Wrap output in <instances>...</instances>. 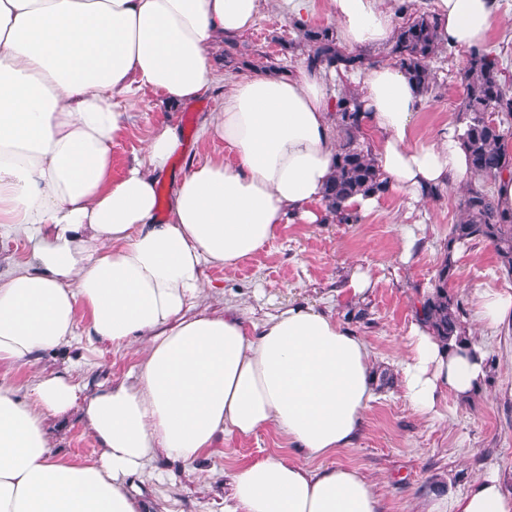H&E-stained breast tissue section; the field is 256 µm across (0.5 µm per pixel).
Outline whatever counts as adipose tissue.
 Wrapping results in <instances>:
<instances>
[{"instance_id":"ef3b65f1","label":"adipose tissue","mask_w":512,"mask_h":512,"mask_svg":"<svg viewBox=\"0 0 512 512\" xmlns=\"http://www.w3.org/2000/svg\"><path fill=\"white\" fill-rule=\"evenodd\" d=\"M438 43L483 45L498 0H431ZM261 0H0V225L23 230L27 259L0 278V363L33 364L78 334L139 346L132 379L85 393L64 374L37 376L26 396L0 381V512H148L130 477L160 456L193 462L217 438L274 428L300 460L272 454L232 475L224 512H382L354 467H309L350 447L375 398L364 340L334 317L291 305L256 323L235 306L187 314L209 287L203 271H234L283 224H322L339 151L332 87L360 86L388 189L424 204L469 176L460 131L414 140L424 104L405 70L378 63L331 76L301 68L227 85L200 139L227 154L173 172L177 125L160 124L120 180L112 145L126 104L151 89L186 104L215 83L209 53L256 21ZM348 49L381 47L391 0H324ZM168 181L166 203L157 188ZM479 323L512 326V290L476 291ZM402 396L435 415L443 395L470 400L488 375L477 342L442 345L424 324L398 358ZM81 409L94 460H57L47 418ZM422 512H512L494 475Z\"/></svg>"}]
</instances>
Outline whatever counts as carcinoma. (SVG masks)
Masks as SVG:
<instances>
[{
    "label": "carcinoma",
    "mask_w": 512,
    "mask_h": 512,
    "mask_svg": "<svg viewBox=\"0 0 512 512\" xmlns=\"http://www.w3.org/2000/svg\"><path fill=\"white\" fill-rule=\"evenodd\" d=\"M411 6L406 0L398 8L402 23L394 30L387 57L399 62L425 95L435 81L430 62L438 51L436 22L431 13L413 12ZM299 32L310 69L355 71L366 65L363 54L337 45L330 27L301 25ZM460 79L466 91L461 112L465 116L463 143L471 173L479 180L511 174L512 152L507 142L512 133L487 118L491 112L512 116V86L502 79L497 56L483 46L469 49ZM335 120L346 142L336 155L334 175L324 190L323 202L331 220L348 224L357 216L345 212V201L360 193L383 195L386 185L371 149L358 140L363 121L359 98L351 94L339 96ZM459 208L461 219L450 227L441 265L430 291L419 301L416 316L442 343L463 346L467 343L466 310L463 302L448 291V282L456 275L454 252L458 244L466 241L487 242L493 247L501 270L512 274V211L498 208L493 195L479 181L468 185Z\"/></svg>",
    "instance_id": "carcinoma-1"
}]
</instances>
